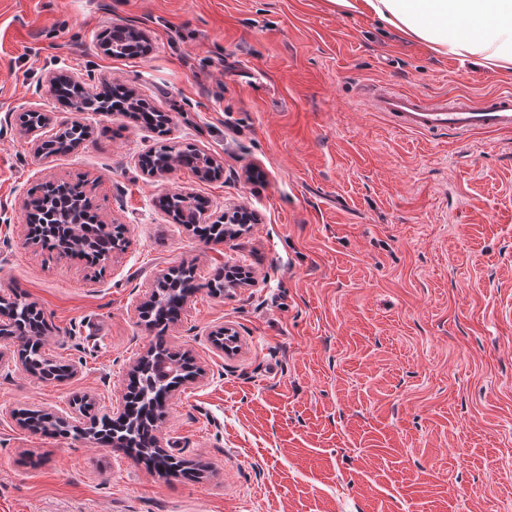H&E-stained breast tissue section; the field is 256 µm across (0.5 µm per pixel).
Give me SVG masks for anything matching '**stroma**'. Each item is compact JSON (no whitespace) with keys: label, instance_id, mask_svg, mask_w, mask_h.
Instances as JSON below:
<instances>
[{"label":"stroma","instance_id":"35a3bbf8","mask_svg":"<svg viewBox=\"0 0 512 512\" xmlns=\"http://www.w3.org/2000/svg\"><path fill=\"white\" fill-rule=\"evenodd\" d=\"M118 26L146 53L107 54ZM58 70L133 89L167 133L84 111L90 140L40 160L18 117L71 115L45 83ZM375 85L433 102L512 92V74L330 0H0V295L32 303L46 351L79 371L0 368V512H512V131L396 129L366 101ZM163 144L223 169L146 175ZM73 183L124 227L108 263L26 236L31 189ZM183 192L202 223L238 206L259 221L207 243L159 204ZM182 266L199 288L166 340L204 374L161 430L197 476L19 425L79 396L112 414L154 341L135 305ZM233 266L251 282L210 294ZM221 327L233 350L214 347Z\"/></svg>","mask_w":512,"mask_h":512}]
</instances>
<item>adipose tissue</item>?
Instances as JSON below:
<instances>
[{"mask_svg": "<svg viewBox=\"0 0 512 512\" xmlns=\"http://www.w3.org/2000/svg\"><path fill=\"white\" fill-rule=\"evenodd\" d=\"M423 43L434 55L512 71V0H335Z\"/></svg>", "mask_w": 512, "mask_h": 512, "instance_id": "obj_1", "label": "adipose tissue"}]
</instances>
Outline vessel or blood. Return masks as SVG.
I'll use <instances>...</instances> for the list:
<instances>
[{
	"label": "vessel or blood",
	"instance_id": "obj_1",
	"mask_svg": "<svg viewBox=\"0 0 512 512\" xmlns=\"http://www.w3.org/2000/svg\"><path fill=\"white\" fill-rule=\"evenodd\" d=\"M371 107L386 113L405 130L449 131L459 137L476 132L512 130V94L500 93L474 101L468 98L423 102L418 96L383 86L368 97Z\"/></svg>",
	"mask_w": 512,
	"mask_h": 512
}]
</instances>
